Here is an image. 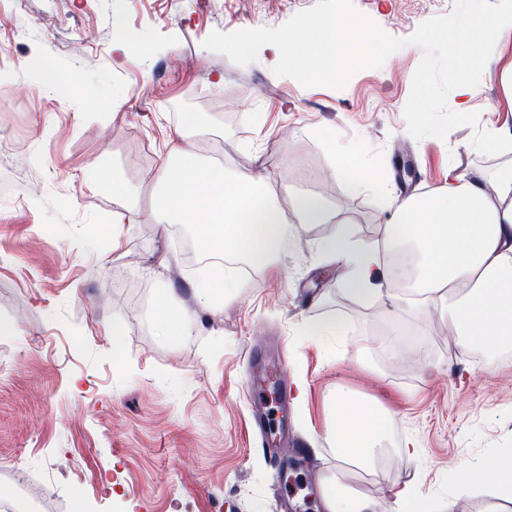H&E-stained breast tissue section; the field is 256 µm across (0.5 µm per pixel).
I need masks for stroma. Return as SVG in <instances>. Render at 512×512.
I'll return each mask as SVG.
<instances>
[{
    "instance_id": "stroma-1",
    "label": "stroma",
    "mask_w": 512,
    "mask_h": 512,
    "mask_svg": "<svg viewBox=\"0 0 512 512\" xmlns=\"http://www.w3.org/2000/svg\"><path fill=\"white\" fill-rule=\"evenodd\" d=\"M315 2L0 0V70L14 74L0 82V98L13 102L0 112V139L14 146L0 154V317L15 326L0 340V468L18 469L34 487L51 485L43 512H276L278 492L319 502L321 481L337 466L327 424L339 393L392 415L391 453L370 469L347 466L350 485L377 496L410 483L438 507L458 498L461 512L497 505L491 492L458 495L448 461L512 443V348L450 345L447 323L394 299L385 280V315L345 293L335 268L318 266L309 247L332 232L329 224L306 227L279 262L252 269L240 297L203 308L194 295L197 226L155 223L144 203L124 214L113 237L119 206L86 182L96 168L148 192L180 113L200 112L217 132L185 139V150L311 190L356 243L378 248L397 217L396 155L411 157L429 191L443 186L448 166L497 165L467 150L470 128L444 141L408 134L417 46H406L405 68L361 71L341 90L306 88L264 60L242 67L203 46L212 32L277 27ZM354 4L405 38L450 12L453 0ZM482 57L478 99L498 109L481 112L480 125L512 128V98L498 81L512 63V41L485 47ZM116 92L125 103L114 115ZM251 111L262 113V125L248 119ZM330 132L358 146L353 174L369 167L382 181L352 192L336 173ZM164 289L193 315L177 340L155 327ZM330 318L341 326L330 346L303 336L307 321ZM120 320L127 328L116 359L111 329ZM362 343L373 368L352 357ZM254 345L281 367L287 424L315 453L291 484L277 485L249 432L263 402L248 366ZM426 358L439 372L422 371ZM408 442L419 458L404 453ZM65 456L83 482L55 467Z\"/></svg>"
}]
</instances>
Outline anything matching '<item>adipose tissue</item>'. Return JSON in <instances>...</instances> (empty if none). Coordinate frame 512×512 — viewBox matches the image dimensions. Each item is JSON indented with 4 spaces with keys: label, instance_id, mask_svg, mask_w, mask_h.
<instances>
[{
    "label": "adipose tissue",
    "instance_id": "1",
    "mask_svg": "<svg viewBox=\"0 0 512 512\" xmlns=\"http://www.w3.org/2000/svg\"><path fill=\"white\" fill-rule=\"evenodd\" d=\"M465 56L453 87L454 107L466 118L476 98L481 51L512 40V16L483 18L471 13L439 33ZM201 124L184 112L174 138L160 154L150 195L145 200L156 223L200 224L208 253L225 259L220 272L203 276L196 292L202 305L220 306L236 296L243 282L235 266L242 260L263 267L274 263L295 232L310 224L333 231L311 244L314 258L339 267L348 294L378 298L377 285L388 276L378 250L356 245L343 224L317 195L295 185L275 186L252 169L232 172L207 160L189 161L180 141ZM443 189L398 205V218L383 230L388 248L411 244L417 252L415 291L423 312L448 322V339L489 348L512 343V159L490 171L449 168ZM292 202L288 223L282 198ZM388 420L371 401L340 394L330 404L328 433L339 460L373 467L385 440ZM448 472L456 484L497 489L512 512V453L496 452L479 462L452 459ZM382 500L329 476L323 482V512H382Z\"/></svg>",
    "mask_w": 512,
    "mask_h": 512
}]
</instances>
